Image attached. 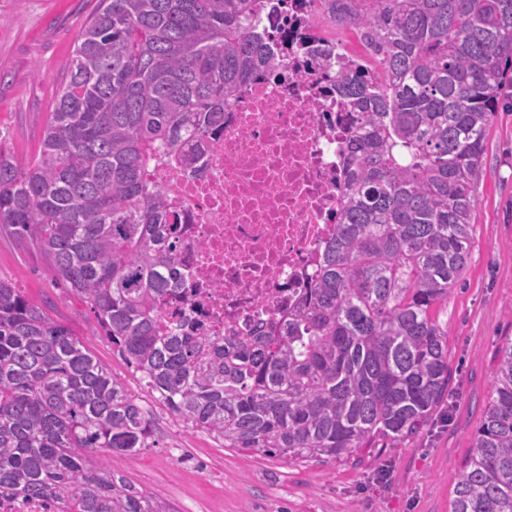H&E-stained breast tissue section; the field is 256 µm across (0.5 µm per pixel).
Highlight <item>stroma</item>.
<instances>
[{"label": "stroma", "instance_id": "obj_1", "mask_svg": "<svg viewBox=\"0 0 512 512\" xmlns=\"http://www.w3.org/2000/svg\"><path fill=\"white\" fill-rule=\"evenodd\" d=\"M97 0H0V148L34 156L57 88ZM500 109L474 186L471 259L435 315L448 332L452 381L448 407L392 448L360 452V463L285 462L255 450L224 448L185 430L146 394L113 351L78 296L53 281L45 259L0 233V279L51 317L141 398L155 423L157 447L109 465L170 512H451L455 481L469 455L499 362L512 336V85Z\"/></svg>", "mask_w": 512, "mask_h": 512}]
</instances>
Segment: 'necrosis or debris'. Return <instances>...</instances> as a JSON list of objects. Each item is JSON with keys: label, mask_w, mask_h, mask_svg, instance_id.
<instances>
[{"label": "necrosis or debris", "mask_w": 512, "mask_h": 512, "mask_svg": "<svg viewBox=\"0 0 512 512\" xmlns=\"http://www.w3.org/2000/svg\"><path fill=\"white\" fill-rule=\"evenodd\" d=\"M278 72H256L224 104V126L192 162L155 167L180 229L183 288L170 321L211 336L279 322L319 272L347 192L355 126L335 88L311 0H272L256 27Z\"/></svg>", "instance_id": "necrosis-or-debris-1"}]
</instances>
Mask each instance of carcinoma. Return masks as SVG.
Listing matches in <instances>:
<instances>
[{"label": "carcinoma", "mask_w": 512, "mask_h": 512, "mask_svg": "<svg viewBox=\"0 0 512 512\" xmlns=\"http://www.w3.org/2000/svg\"><path fill=\"white\" fill-rule=\"evenodd\" d=\"M268 2L99 0L39 152L0 149V230L47 258L185 428L290 462L347 461L417 433L448 399L434 310L470 260L512 0H319L376 62L328 53L359 123L349 193L299 306L231 350L163 328L179 229L146 173L186 158L185 137L223 121L251 74L275 73L249 31ZM499 352L452 512H512V337ZM153 436L141 399L0 280V493H50L72 512H165L107 466Z\"/></svg>", "instance_id": "obj_1"}]
</instances>
